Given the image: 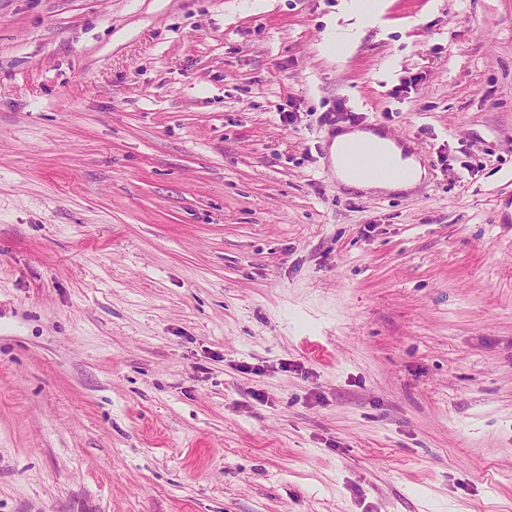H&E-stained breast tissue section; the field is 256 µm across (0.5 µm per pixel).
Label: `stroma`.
Returning a JSON list of instances; mask_svg holds the SVG:
<instances>
[{"instance_id": "stroma-1", "label": "stroma", "mask_w": 512, "mask_h": 512, "mask_svg": "<svg viewBox=\"0 0 512 512\" xmlns=\"http://www.w3.org/2000/svg\"><path fill=\"white\" fill-rule=\"evenodd\" d=\"M345 2L0 0V512H512V0ZM361 140L374 142L376 144L384 143L386 145V149L390 152L394 163L400 168H407L410 170H403L404 174L399 177H372L367 179H356L346 175L339 163L341 152L349 143ZM330 156L333 161L336 178H339L344 186L364 192L372 190L387 192L408 191L415 188L426 175L425 169H423L419 162L403 157V149L401 147L382 139L374 132L349 130L339 131L332 141ZM346 165L350 170L363 176L376 175L381 169L376 153L366 145L358 146L348 157Z\"/></svg>"}]
</instances>
